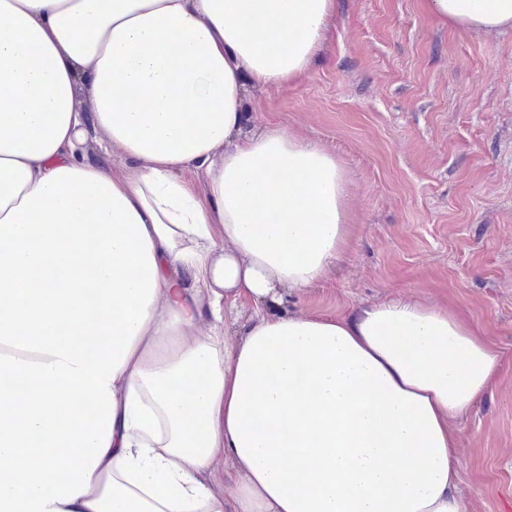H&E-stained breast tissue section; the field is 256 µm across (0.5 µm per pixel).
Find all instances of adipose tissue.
Masks as SVG:
<instances>
[{"mask_svg":"<svg viewBox=\"0 0 512 512\" xmlns=\"http://www.w3.org/2000/svg\"><path fill=\"white\" fill-rule=\"evenodd\" d=\"M421 5L512 28V0ZM335 19L0 0V512H467L451 423L494 382L491 345L408 297L265 312L348 249L346 175L247 130L243 98L301 82ZM90 119L127 166L84 160ZM228 305L253 311L234 341Z\"/></svg>","mask_w":512,"mask_h":512,"instance_id":"1","label":"adipose tissue"}]
</instances>
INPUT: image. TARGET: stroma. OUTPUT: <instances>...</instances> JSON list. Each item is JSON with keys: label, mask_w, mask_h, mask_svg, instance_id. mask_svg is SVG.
I'll return each mask as SVG.
<instances>
[{"label": "stroma", "mask_w": 512, "mask_h": 512, "mask_svg": "<svg viewBox=\"0 0 512 512\" xmlns=\"http://www.w3.org/2000/svg\"><path fill=\"white\" fill-rule=\"evenodd\" d=\"M336 36L299 85L244 110L334 153L351 248L281 306L347 316L401 297L448 306L500 356L453 421L469 512H512V29L443 27L418 0H339Z\"/></svg>", "instance_id": "1"}]
</instances>
